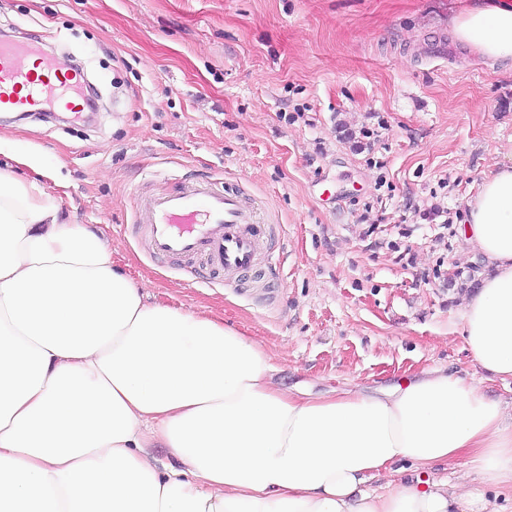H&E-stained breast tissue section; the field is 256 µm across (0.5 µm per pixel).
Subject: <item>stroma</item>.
I'll list each match as a JSON object with an SVG mask.
<instances>
[{"label":"stroma","mask_w":512,"mask_h":512,"mask_svg":"<svg viewBox=\"0 0 512 512\" xmlns=\"http://www.w3.org/2000/svg\"><path fill=\"white\" fill-rule=\"evenodd\" d=\"M465 0H0V32L82 68L91 121L0 122V166L92 225L157 300L206 305L275 382L372 392L444 368L512 402L460 333L458 221L512 162V61L459 42ZM238 182L272 265L227 287L151 258L127 224L152 175ZM439 205L426 219L422 208Z\"/></svg>","instance_id":"obj_1"}]
</instances>
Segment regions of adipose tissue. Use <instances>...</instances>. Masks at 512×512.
<instances>
[{"label": "adipose tissue", "instance_id": "obj_1", "mask_svg": "<svg viewBox=\"0 0 512 512\" xmlns=\"http://www.w3.org/2000/svg\"><path fill=\"white\" fill-rule=\"evenodd\" d=\"M453 32L512 60V0H473ZM460 236L489 267L460 313L467 350L512 379V165ZM273 369L206 308L149 301L108 241L0 168V512H503L423 477L458 462L512 492V415L476 383L432 368L303 399ZM399 462L419 477L392 479Z\"/></svg>", "mask_w": 512, "mask_h": 512}]
</instances>
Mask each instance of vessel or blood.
<instances>
[{
  "label": "vessel or blood",
  "instance_id": "1",
  "mask_svg": "<svg viewBox=\"0 0 512 512\" xmlns=\"http://www.w3.org/2000/svg\"><path fill=\"white\" fill-rule=\"evenodd\" d=\"M38 46L0 42V110L34 113L47 105L74 108L84 74L64 56L45 59L43 75H33L29 59ZM134 222L144 225L152 255L202 260L233 286L259 263L264 232L253 197L237 185L208 181L175 189L137 188Z\"/></svg>",
  "mask_w": 512,
  "mask_h": 512
}]
</instances>
